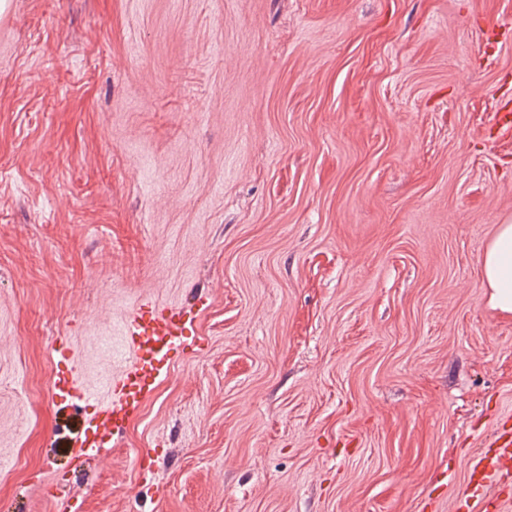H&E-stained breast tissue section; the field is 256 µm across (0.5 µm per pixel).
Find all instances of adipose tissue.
Listing matches in <instances>:
<instances>
[{
    "label": "adipose tissue",
    "instance_id": "adipose-tissue-1",
    "mask_svg": "<svg viewBox=\"0 0 512 512\" xmlns=\"http://www.w3.org/2000/svg\"><path fill=\"white\" fill-rule=\"evenodd\" d=\"M480 273L491 291L493 308L512 315V224L499 225L480 260Z\"/></svg>",
    "mask_w": 512,
    "mask_h": 512
}]
</instances>
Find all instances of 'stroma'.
I'll list each match as a JSON object with an SVG mask.
<instances>
[{"label":"stroma","mask_w":512,"mask_h":512,"mask_svg":"<svg viewBox=\"0 0 512 512\" xmlns=\"http://www.w3.org/2000/svg\"><path fill=\"white\" fill-rule=\"evenodd\" d=\"M505 94L512 0H8L0 512H456L512 428ZM144 297L204 349L73 473L53 346L98 382ZM480 273L491 291L493 308L512 315V224H501L480 260Z\"/></svg>","instance_id":"stroma-1"}]
</instances>
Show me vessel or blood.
Here are the masks:
<instances>
[{
  "mask_svg": "<svg viewBox=\"0 0 512 512\" xmlns=\"http://www.w3.org/2000/svg\"><path fill=\"white\" fill-rule=\"evenodd\" d=\"M195 325L192 309L182 305H155L144 298L128 314L120 328L124 359L104 383L108 400L99 403L95 388L75 373L57 375L54 388L61 400L72 407H89L78 436L71 440L80 457L95 456L117 447L129 425L136 420L145 400L170 375L173 356L188 349V336ZM492 452L471 463L472 492L461 501V512H473L476 505L496 507L500 496L487 488L500 469L512 470V432L502 431Z\"/></svg>",
  "mask_w": 512,
  "mask_h": 512,
  "instance_id": "b4317fda",
  "label": "vessel or blood"
}]
</instances>
